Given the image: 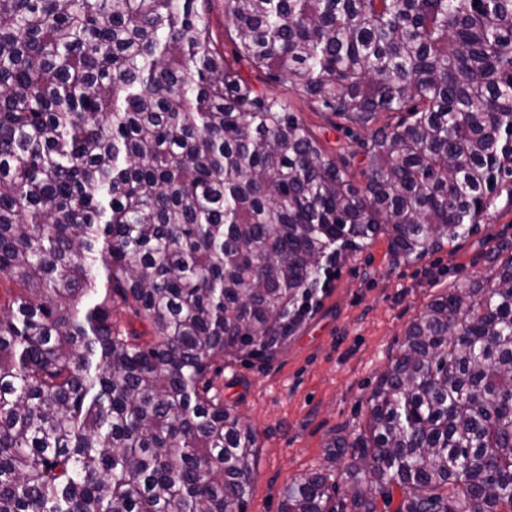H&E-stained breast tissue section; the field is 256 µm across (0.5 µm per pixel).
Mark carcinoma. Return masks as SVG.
<instances>
[{
  "mask_svg": "<svg viewBox=\"0 0 512 512\" xmlns=\"http://www.w3.org/2000/svg\"><path fill=\"white\" fill-rule=\"evenodd\" d=\"M210 3L0 0V512H247L224 355L272 359L325 263L451 246L512 175V0H224L232 60ZM366 407L329 444L348 501L315 471L283 512H512V261L432 300ZM293 104L296 114L312 126L317 133L321 132L322 138L331 143L336 153L339 152V147H343L340 152L346 156L357 149V144L353 140L354 136L349 137L344 128H334L324 118L320 117L319 114L312 112L307 101L296 97L293 99Z\"/></svg>",
  "mask_w": 512,
  "mask_h": 512,
  "instance_id": "obj_1",
  "label": "carcinoma"
}]
</instances>
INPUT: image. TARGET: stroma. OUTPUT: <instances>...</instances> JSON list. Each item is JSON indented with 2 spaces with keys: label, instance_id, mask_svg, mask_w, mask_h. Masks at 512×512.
Instances as JSON below:
<instances>
[{
  "label": "stroma",
  "instance_id": "stroma-1",
  "mask_svg": "<svg viewBox=\"0 0 512 512\" xmlns=\"http://www.w3.org/2000/svg\"><path fill=\"white\" fill-rule=\"evenodd\" d=\"M512 259V176L474 231L423 259L394 254L386 237L343 252L314 310L268 362L228 358L215 381L225 408L257 434L247 512H281L283 492L328 470L327 447L364 422L366 397L409 325L430 301L488 277Z\"/></svg>",
  "mask_w": 512,
  "mask_h": 512
}]
</instances>
